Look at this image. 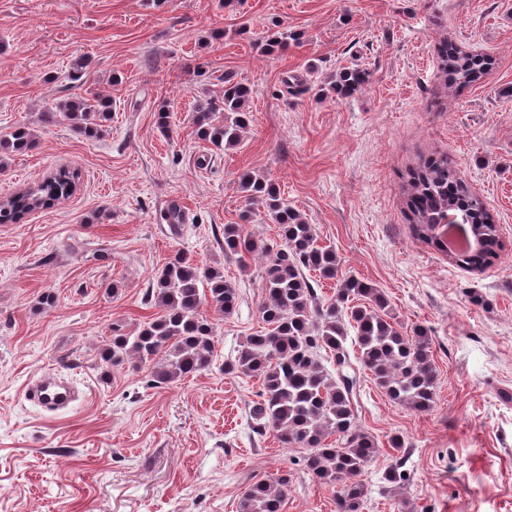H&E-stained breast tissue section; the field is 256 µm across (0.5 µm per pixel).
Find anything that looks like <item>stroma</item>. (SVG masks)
Wrapping results in <instances>:
<instances>
[{
  "mask_svg": "<svg viewBox=\"0 0 512 512\" xmlns=\"http://www.w3.org/2000/svg\"><path fill=\"white\" fill-rule=\"evenodd\" d=\"M277 25L298 42L262 53ZM444 40L491 58L479 84L447 88ZM346 67L368 79L344 98L329 81ZM228 78L256 93L242 144L224 152L198 139L192 114ZM91 93L112 100L100 138L42 122L45 101ZM17 124L37 141L9 156L0 197L61 166L81 179L53 209L0 224V512H238L254 482L282 475L284 512H336V487L306 475L302 449L253 428L259 378L224 370L263 325L262 257L224 251L246 171L279 186L343 276L431 339L429 410L359 377L356 422L379 448L364 512H512V0H0V129ZM442 152L499 224L505 251L480 272L406 219L409 169ZM177 255L237 288L232 315L202 309L210 368L158 387L146 370L102 368L113 329L153 317L144 294ZM48 370L75 377L85 400L55 413L26 400ZM398 464L405 479L386 482Z\"/></svg>",
  "mask_w": 512,
  "mask_h": 512,
  "instance_id": "stroma-1",
  "label": "stroma"
}]
</instances>
